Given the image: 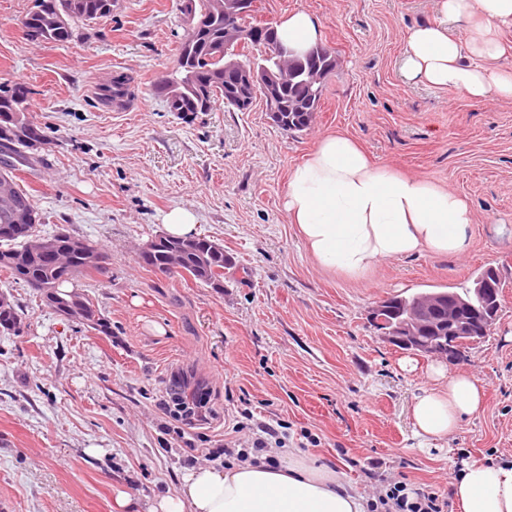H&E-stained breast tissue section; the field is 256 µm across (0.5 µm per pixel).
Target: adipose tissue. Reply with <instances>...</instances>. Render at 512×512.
<instances>
[{"instance_id": "adipose-tissue-1", "label": "adipose tissue", "mask_w": 512, "mask_h": 512, "mask_svg": "<svg viewBox=\"0 0 512 512\" xmlns=\"http://www.w3.org/2000/svg\"><path fill=\"white\" fill-rule=\"evenodd\" d=\"M512 29V0H436L431 19L407 40L402 70L413 81L452 88L469 99L512 100V66L500 35ZM294 49L315 45L320 23L295 11L279 24ZM285 209L313 260L352 279L383 260L427 253L458 256L470 244L475 215L468 200L419 176L372 163L350 137H323L292 169ZM430 386L413 399V432L442 442L484 405V388L467 373L429 369ZM457 512H512V459L468 460L452 469ZM150 512H368L367 501L328 465L309 464L299 449L271 451L229 467L192 470Z\"/></svg>"}]
</instances>
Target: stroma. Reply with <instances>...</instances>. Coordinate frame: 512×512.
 Returning <instances> with one entry per match:
<instances>
[{"mask_svg": "<svg viewBox=\"0 0 512 512\" xmlns=\"http://www.w3.org/2000/svg\"><path fill=\"white\" fill-rule=\"evenodd\" d=\"M32 5L0 0V83L32 89L29 119L48 139L16 176L41 215L39 234L64 229L107 253L106 269L79 285L112 334L79 330L0 271V293L28 322L22 335L0 334V512H112L120 490L147 512L236 441L239 423L308 431L306 459L339 465L364 495L370 458L447 491L449 459L512 457V278L490 335L450 364L486 399L443 448H426L409 418L430 358L403 370L406 352L369 315L385 297L458 291L480 269L512 266V101L477 103L400 71L406 37L435 0H257L260 22L298 9L317 18L321 44L340 60L312 130L294 136L260 99L246 112L186 115L152 94L177 69L187 29L178 0H117L110 17L63 44L28 36ZM119 72L132 79L123 112L99 99ZM332 133L464 195L476 218L467 254L388 259L361 279L319 267L284 201L291 169ZM176 207L196 215V235L223 245V287L139 263ZM176 372L208 388L190 455L161 406Z\"/></svg>", "mask_w": 512, "mask_h": 512, "instance_id": "1", "label": "stroma"}]
</instances>
